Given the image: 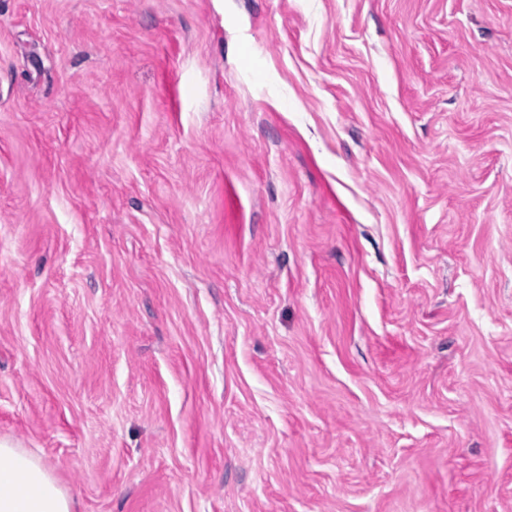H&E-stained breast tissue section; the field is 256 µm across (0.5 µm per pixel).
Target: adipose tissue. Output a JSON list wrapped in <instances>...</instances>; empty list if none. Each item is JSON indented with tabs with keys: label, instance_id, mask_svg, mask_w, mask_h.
Returning <instances> with one entry per match:
<instances>
[{
	"label": "adipose tissue",
	"instance_id": "ef3b65f1",
	"mask_svg": "<svg viewBox=\"0 0 512 512\" xmlns=\"http://www.w3.org/2000/svg\"><path fill=\"white\" fill-rule=\"evenodd\" d=\"M0 512H76L72 496L41 458L0 440Z\"/></svg>",
	"mask_w": 512,
	"mask_h": 512
}]
</instances>
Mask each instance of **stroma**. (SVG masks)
I'll use <instances>...</instances> for the list:
<instances>
[{
    "label": "stroma",
    "instance_id": "stroma-1",
    "mask_svg": "<svg viewBox=\"0 0 512 512\" xmlns=\"http://www.w3.org/2000/svg\"><path fill=\"white\" fill-rule=\"evenodd\" d=\"M0 439L76 512H512V0H0Z\"/></svg>",
    "mask_w": 512,
    "mask_h": 512
}]
</instances>
